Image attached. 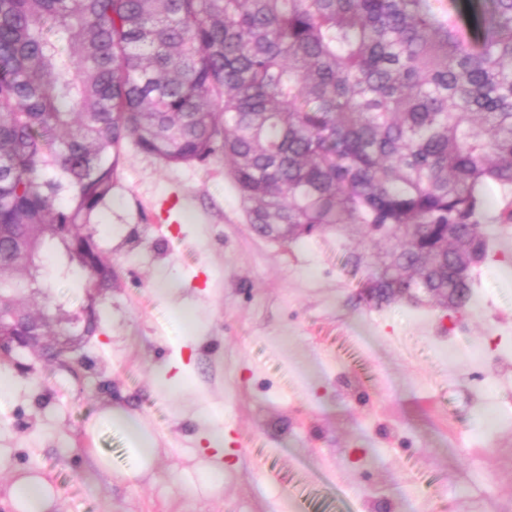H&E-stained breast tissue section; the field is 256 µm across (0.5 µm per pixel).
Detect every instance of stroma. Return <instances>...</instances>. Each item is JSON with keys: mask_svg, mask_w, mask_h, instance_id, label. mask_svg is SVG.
<instances>
[{"mask_svg": "<svg viewBox=\"0 0 512 512\" xmlns=\"http://www.w3.org/2000/svg\"><path fill=\"white\" fill-rule=\"evenodd\" d=\"M112 266L110 288L52 273L20 304L69 340V372L26 356L15 396L0 404V512L28 470L58 494L56 512H512V224H499L473 272L469 306L359 300L375 242L353 226L281 243L247 224L213 161L168 167L128 150L110 202L93 217ZM362 254L360 272L347 265ZM199 322L190 341L173 302ZM93 307L97 329L70 314ZM178 373L175 392L157 384ZM130 421L101 420L108 406ZM224 417V483L198 455L201 407ZM154 439L152 470L121 480L138 431ZM96 453L112 459L97 471Z\"/></svg>", "mask_w": 512, "mask_h": 512, "instance_id": "stroma-1", "label": "stroma"}]
</instances>
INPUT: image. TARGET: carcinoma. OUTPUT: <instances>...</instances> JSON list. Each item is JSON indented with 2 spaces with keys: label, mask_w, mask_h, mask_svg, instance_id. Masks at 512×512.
<instances>
[{
  "label": "carcinoma",
  "mask_w": 512,
  "mask_h": 512,
  "mask_svg": "<svg viewBox=\"0 0 512 512\" xmlns=\"http://www.w3.org/2000/svg\"><path fill=\"white\" fill-rule=\"evenodd\" d=\"M129 143L224 160L261 237H384L376 304L462 310L489 186L512 223V0L474 32L443 0H0V297L47 245L111 287L91 217Z\"/></svg>",
  "instance_id": "cac0c4a2"
}]
</instances>
